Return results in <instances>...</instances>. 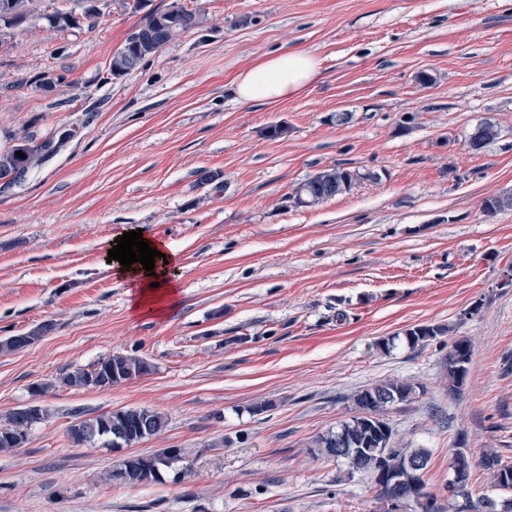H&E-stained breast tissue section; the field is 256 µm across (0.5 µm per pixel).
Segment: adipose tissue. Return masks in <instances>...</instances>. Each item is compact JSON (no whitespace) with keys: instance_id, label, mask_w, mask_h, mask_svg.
I'll use <instances>...</instances> for the list:
<instances>
[{"instance_id":"ef3b65f1","label":"adipose tissue","mask_w":512,"mask_h":512,"mask_svg":"<svg viewBox=\"0 0 512 512\" xmlns=\"http://www.w3.org/2000/svg\"><path fill=\"white\" fill-rule=\"evenodd\" d=\"M319 72L320 62L310 52L282 51L241 71L234 81V95L243 104L275 102L300 95ZM109 268L128 284L132 310L137 315L161 319L177 307V287L170 276V265L159 260L149 272L136 262L125 270L114 260Z\"/></svg>"}]
</instances>
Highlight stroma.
Wrapping results in <instances>:
<instances>
[{
  "mask_svg": "<svg viewBox=\"0 0 512 512\" xmlns=\"http://www.w3.org/2000/svg\"><path fill=\"white\" fill-rule=\"evenodd\" d=\"M169 2L105 0L95 26L71 29L36 0L0 47V149L72 133L0 189V339L52 326L0 353V417L50 412L0 452V512H388L370 474L314 446L353 416L355 391L387 379L423 388L387 420L399 447L430 450L425 480L457 512L445 491L457 450L476 496L492 485L485 452L512 465V208L483 210L512 193V0H182L203 27L109 78L113 54ZM285 49L314 54L318 79L238 103L236 75ZM44 75L52 90L36 86ZM484 123L497 138L470 149ZM279 124L287 134L267 137ZM334 167L360 173L350 192L290 206ZM137 228L176 254L179 305L162 320L135 316L107 266L110 240ZM422 324L471 341L456 396L439 342L401 338ZM116 352L150 374L31 391ZM263 400L274 409L252 414ZM121 408L168 418L133 453L185 450L160 482H109L118 454L71 443L77 418Z\"/></svg>",
  "mask_w": 512,
  "mask_h": 512,
  "instance_id": "stroma-1",
  "label": "stroma"
}]
</instances>
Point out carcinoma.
I'll use <instances>...</instances> for the list:
<instances>
[{"instance_id":"carcinoma-1","label":"carcinoma","mask_w":512,"mask_h":512,"mask_svg":"<svg viewBox=\"0 0 512 512\" xmlns=\"http://www.w3.org/2000/svg\"><path fill=\"white\" fill-rule=\"evenodd\" d=\"M32 0H0L7 8H0V24L15 27L29 19ZM97 11L89 8L79 18L73 12L56 7L45 19L56 26L74 27L80 19L89 20ZM202 23L200 13L183 9L180 18L173 22L166 19L165 12L150 13L126 39L122 49L117 51L110 63V75L125 76L154 55L159 49L182 35L195 30ZM498 135L496 127L484 124L471 134L469 144L479 150ZM63 140L49 138L41 143L22 137L7 149L0 151V180L9 187L22 180L28 171L51 157ZM22 152L19 157L16 152ZM310 201L308 207H315L336 197V190L321 183L313 175L298 186ZM450 329L444 325L414 326L404 331L403 340L407 346H426ZM471 343L465 337L455 339L449 346L444 360L448 379V394H456L462 387L471 361ZM151 372L150 364L143 358L123 352L112 354L93 365L76 368L63 375L58 384L77 389H109ZM417 397V386L402 381H386L364 388L353 395L355 415L315 440L318 452L326 458L339 459L338 452L344 451V460L354 471L369 472L375 478L380 499L389 502L392 495L414 493L415 497L437 495L430 492L424 479L425 473L408 465L410 460H419L428 468L430 452L425 448H400L391 443L393 430L386 411L398 404L410 403ZM48 416V411L38 405L16 409L0 420V452L12 451L27 440L28 431L34 424ZM166 417L147 408L118 409L93 418L80 420L69 429L74 445H92L96 442L108 448H128L163 431ZM184 449L164 448L148 455H131L122 459L108 471L110 482L131 488L146 486L161 479L162 470L181 461ZM481 465L492 471L495 489L508 494L499 499L483 495L472 498L469 478L472 463L468 455L457 450L451 462L452 472L464 474L461 493L453 499H462L459 512H512V466L504 465L498 455L490 453L481 460Z\"/></svg>"}]
</instances>
